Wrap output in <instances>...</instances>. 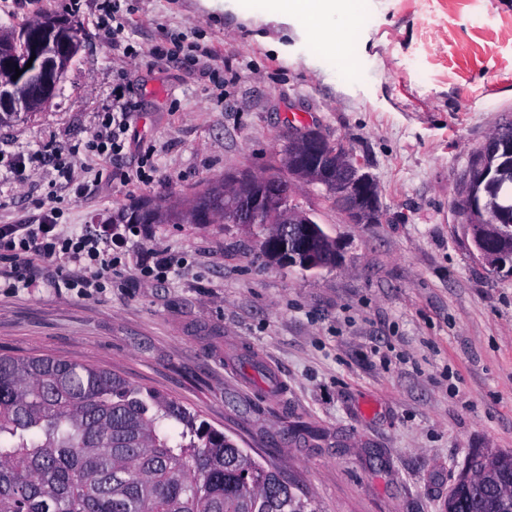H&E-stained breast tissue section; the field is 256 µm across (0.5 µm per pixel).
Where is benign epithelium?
<instances>
[{
    "mask_svg": "<svg viewBox=\"0 0 512 512\" xmlns=\"http://www.w3.org/2000/svg\"><path fill=\"white\" fill-rule=\"evenodd\" d=\"M9 43L23 48L32 66L16 67L13 50L0 54V70H20L15 80L0 83V112H30L47 108L64 81V71L52 66L51 56L67 55L72 41L37 23L16 31L4 28ZM283 173L255 175L249 172L224 177V222L252 226L267 223L274 230L263 238L266 257L286 265L287 243L303 253V270L313 271L336 263L334 241L315 246L308 234L313 220L300 209L285 206V192L296 182L319 184L335 197L336 204L356 224L378 219V189L364 163L340 141L332 142L310 129L288 138L283 152Z\"/></svg>",
    "mask_w": 512,
    "mask_h": 512,
    "instance_id": "obj_1",
    "label": "benign epithelium"
}]
</instances>
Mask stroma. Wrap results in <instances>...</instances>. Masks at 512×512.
<instances>
[{"instance_id":"obj_1","label":"stroma","mask_w":512,"mask_h":512,"mask_svg":"<svg viewBox=\"0 0 512 512\" xmlns=\"http://www.w3.org/2000/svg\"><path fill=\"white\" fill-rule=\"evenodd\" d=\"M110 6L0 0L2 27L50 13L85 35L50 106L0 126V224L34 221L51 193L66 233L141 197L184 213L226 174L280 166L308 128L362 159L380 218L349 223L320 185L296 183L339 247L317 272L269 262L240 224L138 225L131 251L167 250V278L128 263L84 289L2 287L0 356L86 363L173 399L319 512H446L470 449L512 451V273L478 259L458 208L476 151L512 121V0H367L342 59L257 0H127L134 46L179 32L223 59L220 101L199 73L114 50L98 22ZM122 67L137 105L123 164L153 148L154 181L106 174L77 195L40 169L15 185L11 156L49 140L85 162Z\"/></svg>"}]
</instances>
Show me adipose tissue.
<instances>
[{"mask_svg":"<svg viewBox=\"0 0 512 512\" xmlns=\"http://www.w3.org/2000/svg\"><path fill=\"white\" fill-rule=\"evenodd\" d=\"M263 12L265 17L311 32L327 54L340 57L362 6L360 0H265Z\"/></svg>","mask_w":512,"mask_h":512,"instance_id":"adipose-tissue-1","label":"adipose tissue"}]
</instances>
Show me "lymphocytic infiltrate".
I'll use <instances>...</instances> for the list:
<instances>
[{
    "mask_svg": "<svg viewBox=\"0 0 512 512\" xmlns=\"http://www.w3.org/2000/svg\"><path fill=\"white\" fill-rule=\"evenodd\" d=\"M147 54L158 62H180L191 70L207 71L214 87L224 85V67L218 64L215 53L207 47L183 51L181 34L170 35L161 44L151 46ZM135 106L126 95L124 85L112 90V109L104 113L101 123L85 145V154L99 166H107L124 153L126 134ZM51 163L61 185L83 192L86 185L68 153L60 146L47 142L32 153H18L8 167L15 181L28 179L36 165ZM60 196H50L40 206L33 224H0V263L9 287L28 288L37 281L35 268L44 264L51 270V281L58 288H81L91 280L111 279L121 264L127 245L125 233L113 231L111 224L99 225L91 232L63 234L60 220L64 214Z\"/></svg>",
    "mask_w": 512,
    "mask_h": 512,
    "instance_id": "obj_1",
    "label": "lymphocytic infiltrate"
}]
</instances>
